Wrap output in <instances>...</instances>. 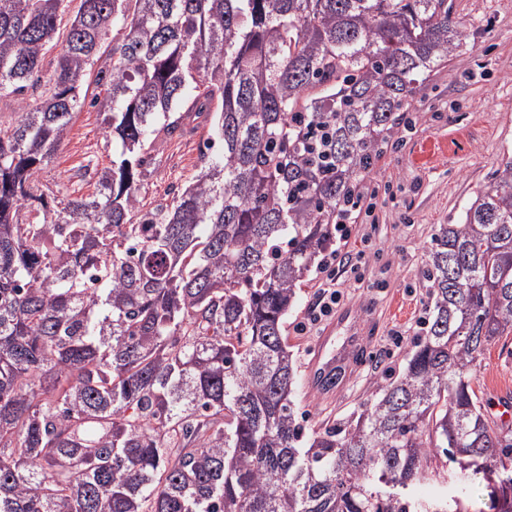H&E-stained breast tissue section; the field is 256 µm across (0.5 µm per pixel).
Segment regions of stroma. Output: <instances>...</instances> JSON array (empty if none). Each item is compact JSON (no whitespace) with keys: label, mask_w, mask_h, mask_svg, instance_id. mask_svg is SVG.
I'll use <instances>...</instances> for the list:
<instances>
[{"label":"stroma","mask_w":512,"mask_h":512,"mask_svg":"<svg viewBox=\"0 0 512 512\" xmlns=\"http://www.w3.org/2000/svg\"><path fill=\"white\" fill-rule=\"evenodd\" d=\"M465 22V51L418 92L407 115L412 129L397 128L391 146L371 171L373 211L338 241L339 253L364 251L357 270L338 273L343 294L365 343L363 356L340 390L323 393L299 383L296 404L307 430H320L359 411L398 369L425 315L426 284L421 271L436 225L454 224L502 159L512 157V0H452ZM210 123L186 121L182 132L158 143L140 186L143 205L171 198L197 173L202 151L219 155ZM112 159V140L98 108L83 105L67 139L44 165L38 186L60 198L92 192L97 173ZM326 273L312 275L288 316V336L299 366H306L321 327L299 333L315 304ZM487 410L500 416L512 402V335L499 338L476 368Z\"/></svg>","instance_id":"35a3bbf8"}]
</instances>
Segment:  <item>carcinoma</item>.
<instances>
[{"label": "carcinoma", "instance_id": "obj_1", "mask_svg": "<svg viewBox=\"0 0 512 512\" xmlns=\"http://www.w3.org/2000/svg\"><path fill=\"white\" fill-rule=\"evenodd\" d=\"M71 2L0 0V512H470L473 475L512 512V425L474 387L512 334V157L437 225L424 323L355 416L305 432L285 334L465 46L448 0ZM92 84L117 151L58 202L36 178ZM185 111L224 152L146 209Z\"/></svg>", "mask_w": 512, "mask_h": 512}]
</instances>
